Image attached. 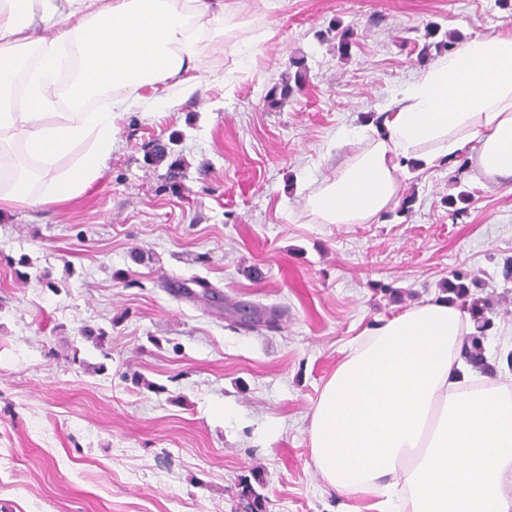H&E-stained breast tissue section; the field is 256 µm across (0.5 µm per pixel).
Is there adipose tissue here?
<instances>
[{
    "mask_svg": "<svg viewBox=\"0 0 512 512\" xmlns=\"http://www.w3.org/2000/svg\"><path fill=\"white\" fill-rule=\"evenodd\" d=\"M223 18L222 0H0V207L85 192L112 154L123 112L170 109L193 93L201 34ZM42 24L58 36L40 35ZM174 77L172 91L165 82ZM102 91L110 108L85 111ZM375 120L370 141L307 198L318 223L379 218L397 193L401 161L428 166L474 141L479 172L512 182V33L450 49ZM16 134L38 171L14 161ZM73 152L75 163L55 171ZM470 328L456 306L435 300L381 321L350 347L309 428L313 463L337 493L372 499L374 512H512V386L473 380L460 357Z\"/></svg>",
    "mask_w": 512,
    "mask_h": 512,
    "instance_id": "obj_1",
    "label": "adipose tissue"
}]
</instances>
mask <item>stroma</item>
I'll list each match as a JSON object with an SVG mask.
<instances>
[{
	"label": "stroma",
	"mask_w": 512,
	"mask_h": 512,
	"mask_svg": "<svg viewBox=\"0 0 512 512\" xmlns=\"http://www.w3.org/2000/svg\"><path fill=\"white\" fill-rule=\"evenodd\" d=\"M227 2L187 102L118 118L79 197L0 210V512H363L315 468L312 413L365 329L434 297L481 305L461 356L512 377V185L476 144L401 168L371 223L305 208L429 68L413 30L512 31V0Z\"/></svg>",
	"instance_id": "obj_1"
}]
</instances>
